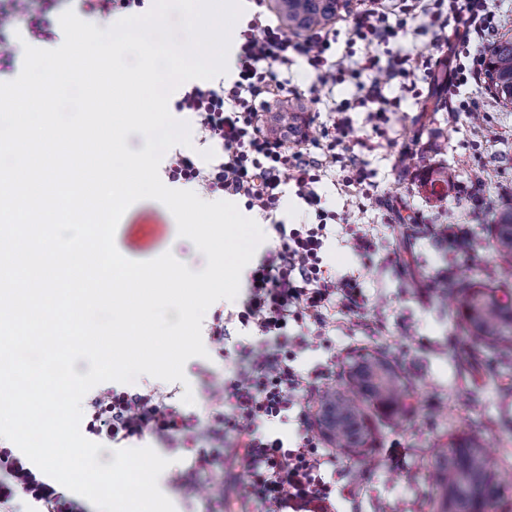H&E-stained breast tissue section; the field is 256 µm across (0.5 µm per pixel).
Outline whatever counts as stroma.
Returning <instances> with one entry per match:
<instances>
[{"instance_id": "obj_1", "label": "stroma", "mask_w": 512, "mask_h": 512, "mask_svg": "<svg viewBox=\"0 0 512 512\" xmlns=\"http://www.w3.org/2000/svg\"><path fill=\"white\" fill-rule=\"evenodd\" d=\"M461 32V27L452 26L437 43L431 35L410 34L381 45L384 55L402 49L439 60L431 75L419 82L418 94L403 92L397 80L385 85L384 97L400 101L391 120L389 140L358 154L378 192L365 200L363 211L354 212L352 220L370 225L380 249H398L403 268L396 271L378 262L360 268L341 234L332 233L324 253L326 264L340 273L359 271L370 303L363 317L337 319L327 346L310 348L295 360L297 369L307 374L327 359H335L341 366L362 349H374L401 366L415 387L416 411L410 419L372 415L375 455L359 462L343 457L338 460L345 472L362 474L352 484L356 512H429L424 504L423 472L441 435L440 425L428 415L430 407H443L456 424L468 427L488 420L512 422V390L499 388L497 359L485 352L480 356L479 373L468 375L460 369L455 348L449 343L454 335L453 308L440 303L433 286L434 274L447 266L460 277L480 279L491 286L504 282L512 285V267L498 266L489 249L470 258H451L436 251L428 239L407 235L409 224L420 215L432 224L465 222L493 235L491 219L483 215L471 190L473 170H483L486 194H512V106H502L488 82L471 83L461 90L462 98L474 104V113H449L444 99L436 114L422 110L435 80H447L455 67L453 48ZM287 78L288 98L269 103L268 108L276 113L299 106L297 130L311 138L327 124L329 105L357 96L350 79L330 90L318 87L314 73L301 58L289 68ZM407 146L416 148L417 157L414 166L406 170L399 162V152ZM426 172L438 180L448 179L446 195L433 200L421 194L419 184ZM115 244L133 260H150L169 251L192 271H201L206 265L204 254L190 240L179 237L173 215L155 200L138 201L125 212ZM377 320L386 322L385 335L370 331V324ZM205 348L206 357L186 362V383L142 375L129 384V391L155 389L170 395L177 406L183 404L184 392L192 391L194 402L188 410L197 415L200 424H207L201 374L209 372L220 381L230 377L233 364L213 343H206ZM129 445L152 447L171 460L170 469L161 473L159 481L167 486L176 512H211L207 499L188 498L171 483L174 471L190 467V454L165 448L149 436L130 440Z\"/></svg>"}]
</instances>
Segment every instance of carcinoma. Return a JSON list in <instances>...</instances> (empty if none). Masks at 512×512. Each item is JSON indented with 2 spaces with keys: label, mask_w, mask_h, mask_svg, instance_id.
<instances>
[{
  "label": "carcinoma",
  "mask_w": 512,
  "mask_h": 512,
  "mask_svg": "<svg viewBox=\"0 0 512 512\" xmlns=\"http://www.w3.org/2000/svg\"><path fill=\"white\" fill-rule=\"evenodd\" d=\"M346 7L347 0H277L280 18L292 34L326 28ZM485 72L496 99L512 105V35L503 33L491 44ZM494 223L495 256L499 264L512 267V201L497 202ZM442 293L454 303V328L473 345L492 349L502 368L512 367V302L488 285L464 284L451 274ZM411 397L399 367L367 350L350 359L341 386L319 396V433L336 453L360 460L370 453L369 413L403 414ZM500 470L479 430L449 431L425 474L430 512H508Z\"/></svg>",
  "instance_id": "cac0c4a2"
}]
</instances>
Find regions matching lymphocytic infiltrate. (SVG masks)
Listing matches in <instances>:
<instances>
[{
	"label": "lymphocytic infiltrate",
	"mask_w": 512,
	"mask_h": 512,
	"mask_svg": "<svg viewBox=\"0 0 512 512\" xmlns=\"http://www.w3.org/2000/svg\"><path fill=\"white\" fill-rule=\"evenodd\" d=\"M255 2L258 10L240 33L236 80L227 88L192 86L178 103L179 109L194 114L203 140L220 144L218 162L203 169L177 151L168 165L171 180L190 183L205 194L219 192L243 200L248 210L269 220L276 234L274 246L250 272L248 296L240 310L215 315L209 328L219 348L229 341L228 325L233 321L251 329L254 339L236 344L238 365L229 381H204L205 406L211 415L207 425L193 423L167 404L161 392L118 394L99 389L87 401L89 430L113 442L149 434L170 448L188 440L201 443L193 468L173 476L174 483L198 497L207 487L197 480V473H223L224 458L231 455L250 475L240 496L258 512H336V496L345 487L337 478L335 455L322 448L313 431L311 406L336 366L320 367L308 377L293 361L313 341L327 340L335 325L334 312L358 317L368 306L359 273L339 274L323 262L331 215L322 208L315 187L334 168L354 199L372 198L375 184L354 158L353 121L347 108H334L330 126L307 147L271 136L262 103L287 91L285 73L298 57L306 59L319 85L327 88L344 76L365 71L370 81L360 86L358 100L368 109L367 121L375 135L387 138L394 103L383 97L384 85L398 79L408 91H416L414 70H431L433 63L431 57L415 60L400 52L384 60L375 46L407 31L414 21L421 30L438 34L451 19L463 18L460 61L448 80L453 93L480 80L498 20L489 0H368L356 12L350 30L352 38L367 46L357 60L349 50L331 53L335 29L289 36L279 22L267 21L265 0ZM288 179L296 196L314 209L315 223L289 228L277 220ZM338 219L346 244L362 266L377 256L396 264L395 253H379L374 235L352 224L350 212ZM290 422L295 430L287 437L279 428ZM29 499L40 502L42 512H88L82 501L43 481L12 449L1 447L0 512H19Z\"/></svg>",
	"instance_id": "obj_1"
}]
</instances>
